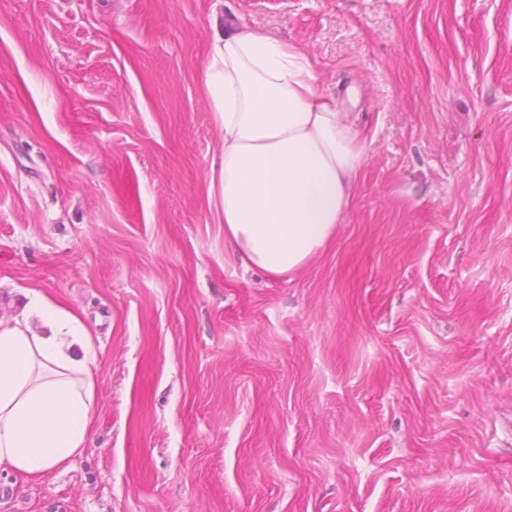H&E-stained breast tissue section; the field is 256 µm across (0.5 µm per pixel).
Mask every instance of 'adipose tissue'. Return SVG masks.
<instances>
[{
  "mask_svg": "<svg viewBox=\"0 0 512 512\" xmlns=\"http://www.w3.org/2000/svg\"><path fill=\"white\" fill-rule=\"evenodd\" d=\"M206 90L224 128V236L244 264L289 279L334 239L365 146L317 86L309 57L247 27L211 48ZM93 338L40 291L0 319V469L39 477L83 452L92 425Z\"/></svg>",
  "mask_w": 512,
  "mask_h": 512,
  "instance_id": "1",
  "label": "adipose tissue"
}]
</instances>
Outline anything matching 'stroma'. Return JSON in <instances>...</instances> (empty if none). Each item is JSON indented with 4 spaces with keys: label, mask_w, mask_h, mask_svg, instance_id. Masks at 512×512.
<instances>
[{
    "label": "stroma",
    "mask_w": 512,
    "mask_h": 512,
    "mask_svg": "<svg viewBox=\"0 0 512 512\" xmlns=\"http://www.w3.org/2000/svg\"><path fill=\"white\" fill-rule=\"evenodd\" d=\"M229 26L365 144L289 280L211 192ZM31 289L94 339L93 421L0 512H512V0H0V317Z\"/></svg>",
    "instance_id": "1"
}]
</instances>
